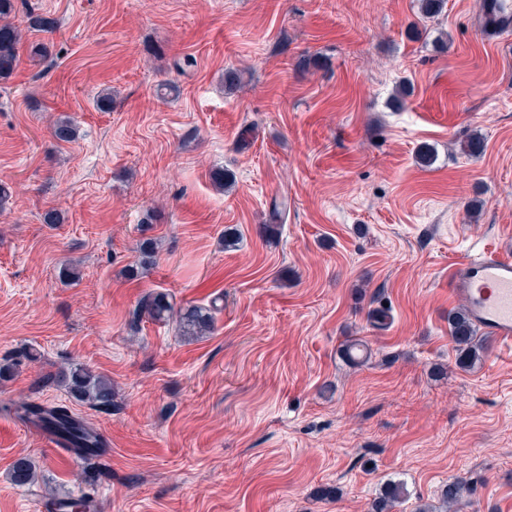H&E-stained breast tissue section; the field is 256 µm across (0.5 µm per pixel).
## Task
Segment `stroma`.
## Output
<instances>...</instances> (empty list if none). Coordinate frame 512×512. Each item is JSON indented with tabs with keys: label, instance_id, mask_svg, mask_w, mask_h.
<instances>
[{
	"label": "stroma",
	"instance_id": "35a3bbf8",
	"mask_svg": "<svg viewBox=\"0 0 512 512\" xmlns=\"http://www.w3.org/2000/svg\"><path fill=\"white\" fill-rule=\"evenodd\" d=\"M485 4L447 0L443 50L418 0L19 6L49 54L0 81V404L67 406L108 452L65 461L0 411V512L73 494L107 512H368L390 479L410 493L394 512H414L454 478L471 492L452 512H512V348L460 368L448 325L456 263L512 254V28L487 37ZM148 240L154 265L129 276ZM154 292L209 310L211 333L150 319ZM77 365L111 380V408L69 395ZM22 461L34 482L13 481Z\"/></svg>",
	"mask_w": 512,
	"mask_h": 512
}]
</instances>
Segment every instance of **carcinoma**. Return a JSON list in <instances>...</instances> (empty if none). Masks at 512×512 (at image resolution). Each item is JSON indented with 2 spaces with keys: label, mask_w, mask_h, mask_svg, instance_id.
<instances>
[{
  "label": "carcinoma",
  "mask_w": 512,
  "mask_h": 512,
  "mask_svg": "<svg viewBox=\"0 0 512 512\" xmlns=\"http://www.w3.org/2000/svg\"><path fill=\"white\" fill-rule=\"evenodd\" d=\"M488 20L501 28L512 23L507 5L501 0L486 3ZM15 11V0H0V81L9 80L20 60L19 44L21 35L9 18ZM76 125L64 118L56 122L55 135L62 141H71L76 135ZM142 309L151 319L167 320L177 316L182 334L189 338L206 335L212 327V316L198 307H187L174 311L165 293L148 295ZM453 340L456 345L457 362L461 367H469L481 358L485 350L483 341L478 338L476 326L464 310L448 316ZM62 383L75 400L96 408L112 406L114 395L112 382L85 367H74L62 377ZM20 420L49 429L65 438L69 447L81 454L101 453L105 443L100 435L82 420L71 415L64 407L48 406L41 403H23L11 409ZM468 486L461 480H450L441 490L440 505L425 504L417 507V512H448V507L460 502ZM409 497L406 484L389 481L381 488L371 504V512H392L394 506Z\"/></svg>",
  "instance_id": "carcinoma-1"
}]
</instances>
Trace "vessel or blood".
I'll use <instances>...</instances> for the list:
<instances>
[{
    "label": "vessel or blood",
    "mask_w": 512,
    "mask_h": 512,
    "mask_svg": "<svg viewBox=\"0 0 512 512\" xmlns=\"http://www.w3.org/2000/svg\"><path fill=\"white\" fill-rule=\"evenodd\" d=\"M449 295L469 301L474 322L512 347V258L488 254L459 262L448 277Z\"/></svg>",
    "instance_id": "obj_1"
}]
</instances>
